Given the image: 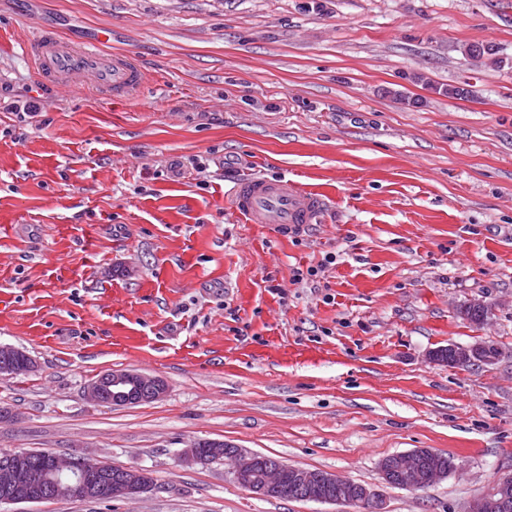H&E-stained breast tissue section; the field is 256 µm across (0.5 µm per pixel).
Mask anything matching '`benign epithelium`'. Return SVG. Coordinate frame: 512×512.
<instances>
[{
    "label": "benign epithelium",
    "mask_w": 512,
    "mask_h": 512,
    "mask_svg": "<svg viewBox=\"0 0 512 512\" xmlns=\"http://www.w3.org/2000/svg\"><path fill=\"white\" fill-rule=\"evenodd\" d=\"M501 350L489 341L478 340L471 345L448 346V363L465 367L470 364H491L499 359ZM27 371L36 368L35 361L26 352L11 345H0V373L14 371L17 364ZM135 393L137 402H151L162 398L166 385L158 378L136 371H108L93 381L87 388L89 398L97 404H119L130 400ZM421 451L414 450L394 455V466L401 477L412 481L417 477ZM234 475L241 487L256 494H264L279 489L282 475H291L294 483L308 485L313 472L295 465L275 466L265 471L261 483L254 484L251 474L246 470L249 456L239 452ZM48 468L55 473L76 479L56 487L55 494L71 498L104 500L115 497L134 499L148 487V474L143 471L123 469L112 477L102 472L103 464L88 458L68 456H48ZM42 479L25 455L16 454L14 460L0 468V504L38 502L41 500Z\"/></svg>",
    "instance_id": "obj_1"
}]
</instances>
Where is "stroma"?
Here are the masks:
<instances>
[{"label": "stroma", "instance_id": "1", "mask_svg": "<svg viewBox=\"0 0 512 512\" xmlns=\"http://www.w3.org/2000/svg\"><path fill=\"white\" fill-rule=\"evenodd\" d=\"M38 25L111 29L146 85L48 88L21 48ZM31 97L37 117L8 111ZM250 175L317 192L321 223H245L230 189ZM478 337L497 363L429 358ZM0 344L36 363L0 376V450L153 479L0 512H352L254 495L232 461L184 460L199 439L380 490L385 512H468L512 474V0H0ZM110 370L167 392L90 402ZM418 448L455 471L385 485L381 461Z\"/></svg>", "mask_w": 512, "mask_h": 512}]
</instances>
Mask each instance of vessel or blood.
Segmentation results:
<instances>
[{"label":"vessel or blood","mask_w":512,"mask_h":512,"mask_svg":"<svg viewBox=\"0 0 512 512\" xmlns=\"http://www.w3.org/2000/svg\"><path fill=\"white\" fill-rule=\"evenodd\" d=\"M111 35L101 31L96 39L78 46L57 29L39 26L25 44L45 84L77 88L123 101L138 94L145 73L125 53L109 51ZM232 201L250 224H270L285 237L318 223L322 199L285 179L249 178L232 189Z\"/></svg>","instance_id":"vessel-or-blood-1"}]
</instances>
